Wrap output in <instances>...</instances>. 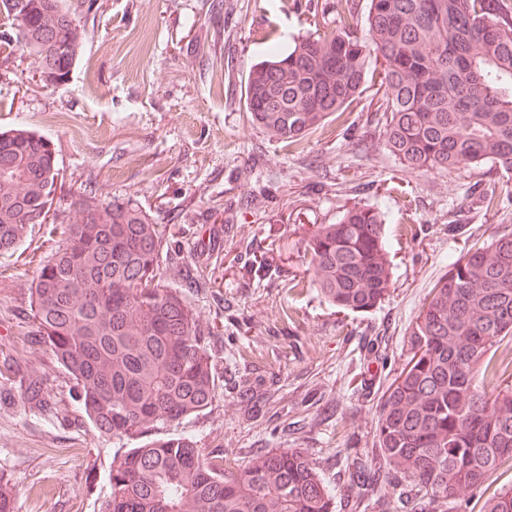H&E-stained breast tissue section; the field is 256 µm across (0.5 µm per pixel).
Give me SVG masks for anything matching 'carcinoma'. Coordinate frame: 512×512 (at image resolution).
Listing matches in <instances>:
<instances>
[{"instance_id": "obj_1", "label": "carcinoma", "mask_w": 512, "mask_h": 512, "mask_svg": "<svg viewBox=\"0 0 512 512\" xmlns=\"http://www.w3.org/2000/svg\"><path fill=\"white\" fill-rule=\"evenodd\" d=\"M0 0L13 27L0 43L32 58L33 72L60 70L27 35L66 47L71 67L83 30L65 0ZM341 26L310 12L313 30L286 54L254 64L246 82L251 121L274 141L300 145L340 118L366 82L390 152L419 172L454 173L491 163L512 171V5L507 0H369L359 23L353 0L333 4ZM50 139L24 128L0 131V253L27 235L35 211L63 186L49 164ZM490 207L512 187L478 190ZM96 208L94 220L82 214ZM62 242L30 287L38 333L74 381V396L101 437L140 444L112 457L110 494L99 512H333L334 498L309 455L288 448L253 455L239 468L203 453L184 435L152 437L205 410L214 398L210 335L182 292L168 285L190 264L151 211L103 195L94 179L50 215ZM384 216L344 206L314 224L307 256L322 296L336 309L368 312L385 299L392 266ZM512 337V234L471 246L432 288L412 324L410 355L383 396L378 442L393 474L383 494L412 512H448L512 462V385L488 356ZM373 459L345 460V493L374 495L364 479ZM483 512H512V488Z\"/></svg>"}]
</instances>
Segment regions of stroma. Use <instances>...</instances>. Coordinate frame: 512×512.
<instances>
[{
    "label": "stroma",
    "instance_id": "35a3bbf8",
    "mask_svg": "<svg viewBox=\"0 0 512 512\" xmlns=\"http://www.w3.org/2000/svg\"><path fill=\"white\" fill-rule=\"evenodd\" d=\"M67 0L84 47L67 84L33 79L13 51L0 62V130L23 126L55 145L65 209L96 177L105 195L133 198L158 223L184 227V250L212 248V288L180 283L213 332L215 398L171 426L204 451L244 465L257 452L305 450L337 487L348 451L378 453L382 395L409 357L411 325L464 242L512 233V203L483 207L471 190L512 183L487 164L421 174L368 123L370 92L344 122L300 148L271 142L250 121L245 84L256 62L307 31L295 0ZM221 216H208L214 201ZM385 216L393 267L385 301L337 311L313 283L306 227L344 206ZM464 226L448 234L450 220ZM55 247L44 224L0 254V479L15 512H98L118 442L98 436L72 399V380L37 333L29 288ZM264 259L270 274L258 271ZM44 381L30 399L31 377Z\"/></svg>",
    "mask_w": 512,
    "mask_h": 512
}]
</instances>
